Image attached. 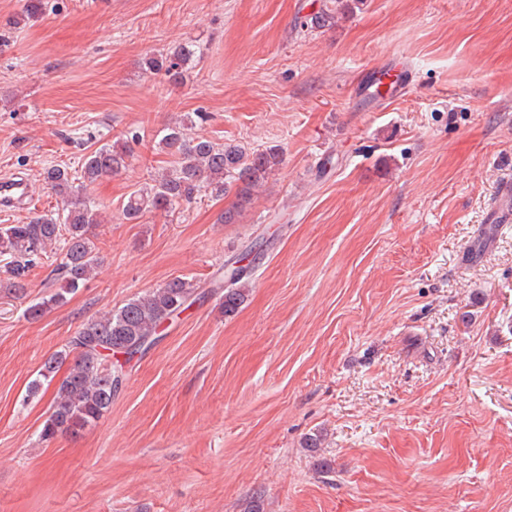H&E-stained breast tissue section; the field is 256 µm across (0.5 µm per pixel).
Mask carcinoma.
<instances>
[{
    "mask_svg": "<svg viewBox=\"0 0 512 512\" xmlns=\"http://www.w3.org/2000/svg\"><path fill=\"white\" fill-rule=\"evenodd\" d=\"M347 8L348 0H324L316 14L299 20L298 25L302 29L333 25ZM47 9V0H26L23 16L6 19L4 26L16 27L21 18H37ZM146 65L177 86L196 67V51L191 45L179 46L148 58ZM191 125L193 120L188 116L165 130L157 146L173 158V168L152 176L149 183L129 193L122 207L125 220L137 223L148 213L176 209L191 203L202 191L215 197L233 192L235 201L219 217L220 223L233 224L255 188L280 164V153L274 147L249 154L237 144L192 136L187 133ZM126 158V150L109 144L85 153L81 165L84 183L77 186L67 169L57 165L46 168L43 179L61 198V208L22 224H0V290L16 298L26 296L30 272L40 263L46 248L61 245L62 259L50 272L58 288L42 301L28 305L25 316L37 319L47 310L66 304L68 296L93 277L101 263L92 236V228L100 223V213L85 194L84 184L120 174L126 168ZM246 277L243 267L227 270L222 296L224 316L235 315L245 301ZM203 297L194 284L174 277L83 324L65 347L44 360L39 378L29 386L27 397L33 398L41 380L51 382L61 368H66L50 402L41 438L50 440L59 434L77 437L99 421L112 409L124 385L125 378L118 376V371L143 355L158 341L167 323Z\"/></svg>",
    "mask_w": 512,
    "mask_h": 512,
    "instance_id": "obj_1",
    "label": "carcinoma"
}]
</instances>
